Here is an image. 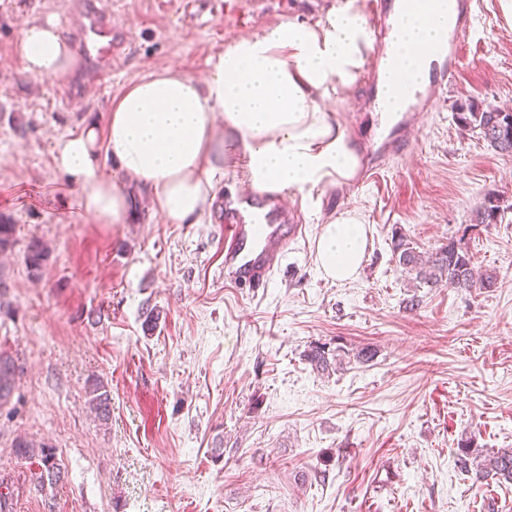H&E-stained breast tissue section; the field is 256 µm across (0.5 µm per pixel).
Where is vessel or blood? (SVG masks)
I'll return each instance as SVG.
<instances>
[{
  "label": "vessel or blood",
  "mask_w": 512,
  "mask_h": 512,
  "mask_svg": "<svg viewBox=\"0 0 512 512\" xmlns=\"http://www.w3.org/2000/svg\"><path fill=\"white\" fill-rule=\"evenodd\" d=\"M426 3L427 0H369L371 22L367 33L375 47L376 64L366 80L365 98L373 105L391 97L398 99L405 111H428L435 104L438 90L454 80L458 46L475 22L473 0H453L447 36L423 59L428 67L427 80L400 73L396 59L387 53L400 11L410 6L421 10ZM81 18L79 28L65 31L84 64L78 86L69 89L61 102L66 110L80 107V84L111 77L112 58L120 49L111 10L103 8L98 0H88ZM212 218L224 227L225 282L258 290L268 287L278 261L287 254L291 243L305 233L298 211L286 207L282 193L274 191L254 196L224 189L213 202Z\"/></svg>",
  "instance_id": "b4317fda"
}]
</instances>
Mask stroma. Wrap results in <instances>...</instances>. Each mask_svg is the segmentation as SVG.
Listing matches in <instances>:
<instances>
[{"instance_id": "35a3bbf8", "label": "stroma", "mask_w": 512, "mask_h": 512, "mask_svg": "<svg viewBox=\"0 0 512 512\" xmlns=\"http://www.w3.org/2000/svg\"><path fill=\"white\" fill-rule=\"evenodd\" d=\"M332 0H112L125 49L112 77L63 85L22 71L27 22L77 24L74 0H0V218L17 242L0 257V354L16 366L0 403V512H512V484L475 482L462 445L512 448V155L462 129L460 106L512 108V21L478 0L456 80L420 113L413 145L359 189L350 180L287 195L306 224L264 291L224 281V229L210 215L170 224L134 190L122 224L83 215L53 160L55 141L108 109L132 82L165 67L202 76L227 42L283 21H317ZM363 80L343 88L336 118L352 148L377 124ZM509 208L472 226L488 193ZM358 212L368 227L360 273L336 283L315 261L324 222ZM405 236L432 253L464 237L492 288L419 283L394 250ZM50 249L32 275L30 239ZM375 352L316 371L313 342ZM111 394L108 420L88 384ZM51 447L55 486L36 491L17 437Z\"/></svg>"}]
</instances>
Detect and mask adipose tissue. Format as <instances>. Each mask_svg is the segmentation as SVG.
<instances>
[{"label": "adipose tissue", "mask_w": 512, "mask_h": 512, "mask_svg": "<svg viewBox=\"0 0 512 512\" xmlns=\"http://www.w3.org/2000/svg\"><path fill=\"white\" fill-rule=\"evenodd\" d=\"M364 24L355 0H336L315 22L289 20L235 40L209 58L203 77L173 68L150 73L113 100L105 129L91 124L56 140L54 162L99 224H121L127 215L122 185L101 168L104 157L151 188L172 224L201 217L229 169H240L257 192H302L351 177L354 154L327 103L366 61L372 44ZM447 29L442 2L405 15L395 56L410 76H419V56ZM16 54L26 75L57 82L78 64L51 17L25 25ZM366 242L357 215L323 224L320 271L338 282L356 279Z\"/></svg>", "instance_id": "1"}]
</instances>
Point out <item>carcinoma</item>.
<instances>
[{"label": "carcinoma", "instance_id": "carcinoma-1", "mask_svg": "<svg viewBox=\"0 0 512 512\" xmlns=\"http://www.w3.org/2000/svg\"><path fill=\"white\" fill-rule=\"evenodd\" d=\"M456 120L464 129L477 131L489 145L502 154H512V112L489 109L482 112H458ZM503 211L501 197L496 194L485 196L473 216L475 224H491ZM15 244V225L0 218V252L12 250ZM399 263L415 273L419 282L429 286L450 288H492L498 280L497 272L485 270L475 275L472 256L464 238H450L448 243L435 253L425 256L411 242L399 236L396 244ZM49 257L47 246L33 238L27 244L24 259L30 271L38 273ZM304 360L315 369L327 370L331 364L342 363L340 348H331L327 343H313L303 354ZM15 364L10 356L0 355V401L9 398L14 388ZM90 405L103 418L109 414L110 393L101 380H93L89 385ZM16 453L20 456L38 457L41 471L35 474L39 486L53 484L60 479V468L54 454L46 444L36 446L33 442L18 438L14 441ZM456 465L467 471H475V480L482 481L495 476L512 481V448H499L486 455L469 458V451L462 450Z\"/></svg>", "mask_w": 512, "mask_h": 512}]
</instances>
